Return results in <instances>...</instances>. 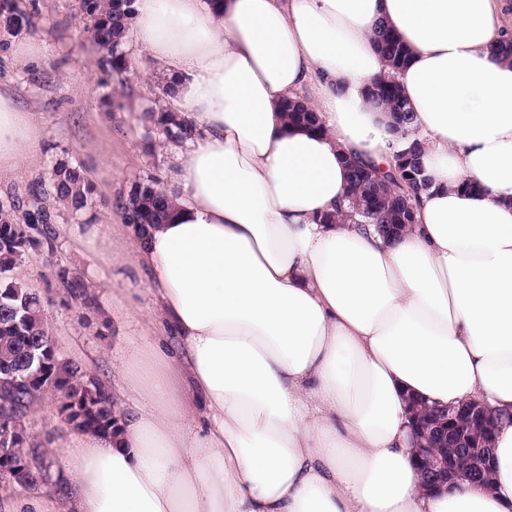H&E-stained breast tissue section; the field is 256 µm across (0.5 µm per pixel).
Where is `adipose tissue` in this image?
<instances>
[{"label":"adipose tissue","mask_w":512,"mask_h":512,"mask_svg":"<svg viewBox=\"0 0 512 512\" xmlns=\"http://www.w3.org/2000/svg\"><path fill=\"white\" fill-rule=\"evenodd\" d=\"M504 0H135L139 47L173 81L165 224L127 225L154 294L108 391L111 433L74 432L62 489L0 512H512V37ZM432 181L414 222L323 223L344 161L399 143L369 90L374 34ZM320 126L287 121L288 98ZM0 92V174L39 146ZM502 419L493 480L421 489L409 398ZM376 42L379 54L392 73L403 68L408 61V49L387 27L377 31Z\"/></svg>","instance_id":"adipose-tissue-1"}]
</instances>
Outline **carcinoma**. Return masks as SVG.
Listing matches in <instances>:
<instances>
[{
    "mask_svg": "<svg viewBox=\"0 0 512 512\" xmlns=\"http://www.w3.org/2000/svg\"><path fill=\"white\" fill-rule=\"evenodd\" d=\"M134 0H81L80 10L92 19L91 38L103 52V66L122 73L128 69L123 52L132 16ZM38 12L36 0L29 8L19 9L16 0H0V15L4 28L20 31L31 25ZM379 54L389 71L403 68L408 61V49L388 28L377 31ZM371 101L383 108L390 119L392 133L404 140L402 150L394 154L396 165L384 171L371 163L346 161L352 172L348 189L349 213L338 212L327 221L338 223L349 216L358 224H374L376 231L387 237L400 233L414 223L412 198L429 189L431 182L414 177V169L401 161L403 150L411 144H421L409 137L414 113L401 95V89L387 76L376 80L370 91ZM291 123L317 125V116L299 100L285 106ZM152 129L166 137L186 132L187 122L164 107L147 111ZM94 190L80 167L57 162L49 172L28 188L25 210L20 201L11 198L0 201V272L15 267L25 251L34 244L52 247L55 215L50 201H59L76 214L92 203ZM22 215H17V211ZM172 215L169 198L156 183L138 184L124 206L128 224H162ZM43 298L8 285L0 288V367L21 363L32 348L48 347L52 342L41 316ZM52 385L44 389L39 384L22 386L10 380L0 381V430L10 428L21 408H36L46 394L54 393L69 403L68 418L77 430L112 433V397L97 379L78 364L61 358L52 361Z\"/></svg>",
    "mask_w": 512,
    "mask_h": 512,
    "instance_id": "obj_1",
    "label": "carcinoma"
}]
</instances>
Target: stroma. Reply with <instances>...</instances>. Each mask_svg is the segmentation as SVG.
<instances>
[{"instance_id": "stroma-1", "label": "stroma", "mask_w": 512, "mask_h": 512, "mask_svg": "<svg viewBox=\"0 0 512 512\" xmlns=\"http://www.w3.org/2000/svg\"><path fill=\"white\" fill-rule=\"evenodd\" d=\"M91 24L79 0H38L31 29L10 33L0 27V88L34 114L41 136L20 171L0 174V201L23 194L61 160L82 166L94 188L92 208L78 215L61 211L52 249H28L11 272L0 274V285L20 281L43 295L42 317L61 357L107 383L130 338L144 334L153 295L134 269L130 249L95 235L94 227L109 224L114 235L123 234V206L131 191L146 180H161L166 158L161 136L144 119L158 103L157 64L131 39L124 52L138 60L136 70L118 74L101 67ZM28 43L41 47L37 60L16 56L17 47ZM67 278L84 282L92 305L71 300L63 284ZM56 405L54 397L42 400L31 432L58 452L72 431L58 425Z\"/></svg>"}]
</instances>
